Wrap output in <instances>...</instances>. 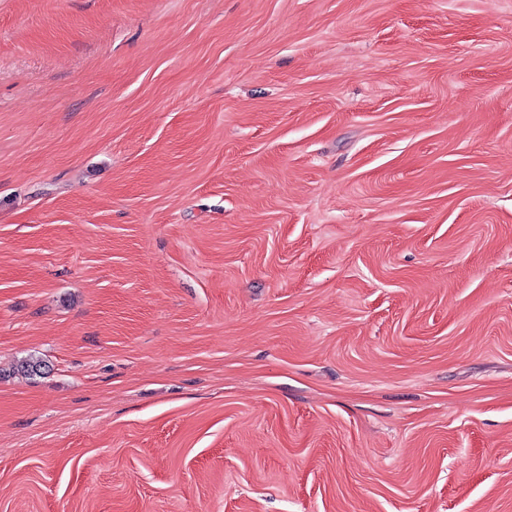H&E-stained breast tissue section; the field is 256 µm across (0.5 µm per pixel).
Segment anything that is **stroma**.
Wrapping results in <instances>:
<instances>
[{
  "instance_id": "1",
  "label": "stroma",
  "mask_w": 512,
  "mask_h": 512,
  "mask_svg": "<svg viewBox=\"0 0 512 512\" xmlns=\"http://www.w3.org/2000/svg\"><path fill=\"white\" fill-rule=\"evenodd\" d=\"M0 512H512V0H0Z\"/></svg>"
}]
</instances>
